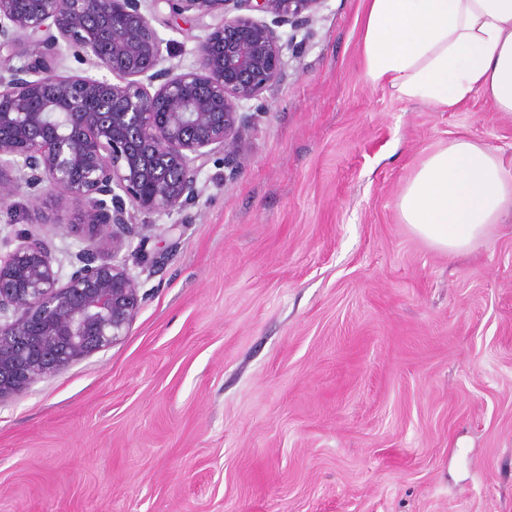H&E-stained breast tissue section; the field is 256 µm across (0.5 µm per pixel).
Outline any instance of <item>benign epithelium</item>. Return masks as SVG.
Returning a JSON list of instances; mask_svg holds the SVG:
<instances>
[{"mask_svg":"<svg viewBox=\"0 0 512 512\" xmlns=\"http://www.w3.org/2000/svg\"><path fill=\"white\" fill-rule=\"evenodd\" d=\"M324 2L0 0V59L23 60L0 74V208L20 188L35 207L48 193L57 211L82 201L89 241L65 277L47 232L0 253V401L124 335L140 295L117 255L150 269L180 229L146 235L133 214L194 205L218 155L237 168L254 120L243 102L274 93ZM162 3L204 31L188 68L163 66ZM65 50L87 73L55 72Z\"/></svg>","mask_w":512,"mask_h":512,"instance_id":"obj_1","label":"benign epithelium"}]
</instances>
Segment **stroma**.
<instances>
[{"instance_id":"35a3bbf8","label":"stroma","mask_w":512,"mask_h":512,"mask_svg":"<svg viewBox=\"0 0 512 512\" xmlns=\"http://www.w3.org/2000/svg\"><path fill=\"white\" fill-rule=\"evenodd\" d=\"M363 0H325L236 171L196 204L124 336L0 401V512H512V215L463 256L398 200L457 137L512 170V114L368 82ZM154 25L168 64L202 29ZM0 210V250L32 204Z\"/></svg>"}]
</instances>
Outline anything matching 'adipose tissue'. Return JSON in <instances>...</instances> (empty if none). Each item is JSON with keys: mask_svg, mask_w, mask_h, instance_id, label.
<instances>
[{"mask_svg": "<svg viewBox=\"0 0 512 512\" xmlns=\"http://www.w3.org/2000/svg\"><path fill=\"white\" fill-rule=\"evenodd\" d=\"M362 56L365 77L402 100L451 110L479 93L512 113V0H369ZM398 209L420 239L462 254L512 211V172L456 138L419 163Z\"/></svg>", "mask_w": 512, "mask_h": 512, "instance_id": "1", "label": "adipose tissue"}]
</instances>
